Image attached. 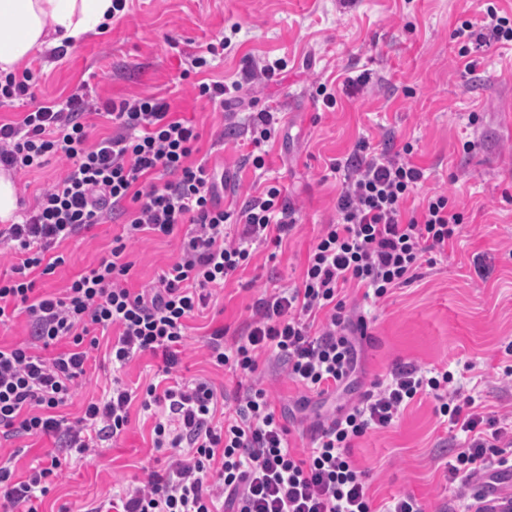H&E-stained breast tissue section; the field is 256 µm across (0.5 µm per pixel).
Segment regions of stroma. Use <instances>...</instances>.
Instances as JSON below:
<instances>
[{"mask_svg":"<svg viewBox=\"0 0 512 512\" xmlns=\"http://www.w3.org/2000/svg\"><path fill=\"white\" fill-rule=\"evenodd\" d=\"M482 5L483 0H129L106 33L69 49L46 50L31 61L39 104L74 94L97 105L131 95L168 98L175 112L200 129L209 164L235 184L220 199L225 207L241 204L255 180L252 168L241 164L251 150L247 113L269 106L280 114L266 165L296 209L299 225L276 262H269V248L258 247L242 277L217 291L190 322L175 377H205L230 395L259 384L277 413L285 414L290 444L299 451L309 446L319 422L399 363L448 366L487 409L512 410V382L502 377L512 365L506 352L512 345V135L503 132L499 114L503 102L512 103V45L490 49L469 74L452 38L462 21L480 19ZM227 35L232 46L212 68L181 79L186 57ZM264 58H283L288 66L272 81L244 90L237 116L225 117L199 98V79L228 84ZM360 75L367 84L345 87L346 78ZM326 81L337 84L332 109L312 97ZM362 139L388 151L412 142L415 160L426 170L423 192L448 193L464 214L463 231L447 254L419 268L414 283L372 307L361 370L347 389L312 400L300 413L295 402L302 391L285 373L263 362L254 377L236 376L210 363L206 341L221 326L225 342H232L250 322L264 289L299 281L310 242L336 217L338 185L326 178V167ZM468 140L475 141L474 150H464ZM121 231L114 220L68 241L64 264L41 287L65 288L108 255ZM178 251L175 238L146 237L131 245L129 287L147 285ZM478 255L487 275L474 265ZM111 386L112 367L97 356L67 408L69 416L79 417L88 400ZM151 430V419L132 403L127 431L94 460L69 459L40 512L63 506L89 512L119 485L164 472L166 457L153 448ZM452 445L425 398L412 403L395 427L356 440L352 454L368 473L375 502L410 493L426 512H443L450 498L443 470Z\"/></svg>","mask_w":512,"mask_h":512,"instance_id":"stroma-1","label":"stroma"}]
</instances>
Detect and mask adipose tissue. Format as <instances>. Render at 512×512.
<instances>
[{"label": "adipose tissue", "instance_id": "ef3b65f1", "mask_svg": "<svg viewBox=\"0 0 512 512\" xmlns=\"http://www.w3.org/2000/svg\"><path fill=\"white\" fill-rule=\"evenodd\" d=\"M112 21V0H0V74L16 72L35 52L72 47Z\"/></svg>", "mask_w": 512, "mask_h": 512}]
</instances>
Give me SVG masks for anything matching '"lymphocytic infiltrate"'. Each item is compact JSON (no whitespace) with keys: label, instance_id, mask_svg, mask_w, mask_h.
<instances>
[{"label":"lymphocytic infiltrate","instance_id":"obj_1","mask_svg":"<svg viewBox=\"0 0 512 512\" xmlns=\"http://www.w3.org/2000/svg\"><path fill=\"white\" fill-rule=\"evenodd\" d=\"M452 37L471 73L476 54L512 43V17L485 0L481 21H463ZM286 67V60H266L244 81L198 83V96L221 111L240 100L245 86L272 80ZM95 112L115 125V133L92 139L87 117ZM279 124L272 110L250 113L253 149L245 162L254 170H264V147ZM201 138L166 99L154 96L99 109L74 95L61 108L38 106L17 121L0 122L1 170L28 173L53 158L65 163L35 207L0 229V243L13 259L10 276L0 277V325L26 314L31 337L0 346V438L46 436L60 448L22 477L12 459L0 458V512H39L38 502L62 479L61 454L93 458L127 428L135 401L154 420V447L170 451L167 469L121 487L118 499L90 512H425L409 493L375 504L366 472L352 458L356 440L392 427L425 397L459 435L445 464L454 492L448 508L470 512L463 487L512 467V416L480 411L445 367L393 368L319 424L310 447L300 451L291 448L289 428L256 385L222 410L216 388L204 378L162 388L151 383L139 394L116 380L80 417H67L64 409L99 348L98 332L117 331L109 347L113 370L149 354L171 374L187 343L188 322L208 306L213 290L249 266L255 247L281 246L298 224L272 179L240 208L221 207L227 181L200 158ZM413 154L409 142L373 153L362 140L348 157L331 159L328 175L340 184L335 221L323 225L310 246L300 282L261 293L240 336L228 344L223 328L212 331L207 348L215 365L249 377L259 354H266L304 390L302 408L310 396L348 386L367 320L358 305L347 304V290L379 301L413 283L418 268L447 253L461 233L464 215L448 195L422 193L425 171ZM115 215L126 222L109 256L62 292L37 291L38 279L63 264V242ZM145 235L179 238V255L135 292L127 286L126 251ZM63 341L67 350L57 351Z\"/></svg>","mask_w":512,"mask_h":512}]
</instances>
